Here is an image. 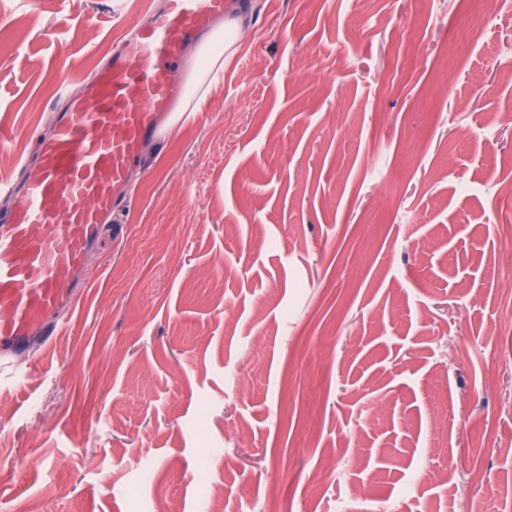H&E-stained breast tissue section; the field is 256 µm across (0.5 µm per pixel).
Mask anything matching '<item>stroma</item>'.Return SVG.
<instances>
[{
	"instance_id": "1",
	"label": "stroma",
	"mask_w": 512,
	"mask_h": 512,
	"mask_svg": "<svg viewBox=\"0 0 512 512\" xmlns=\"http://www.w3.org/2000/svg\"><path fill=\"white\" fill-rule=\"evenodd\" d=\"M164 2L0 0V185ZM247 13L0 382V512H512V0Z\"/></svg>"
}]
</instances>
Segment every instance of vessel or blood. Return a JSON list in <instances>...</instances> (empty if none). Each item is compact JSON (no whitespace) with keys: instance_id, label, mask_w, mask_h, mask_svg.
Returning <instances> with one entry per match:
<instances>
[{"instance_id":"1","label":"vessel or blood","mask_w":512,"mask_h":512,"mask_svg":"<svg viewBox=\"0 0 512 512\" xmlns=\"http://www.w3.org/2000/svg\"><path fill=\"white\" fill-rule=\"evenodd\" d=\"M233 7V0H166L147 24L129 25L108 62L55 113L37 168L6 187L1 373L60 331L105 218L126 199L144 145L160 140L168 123L187 50Z\"/></svg>"}]
</instances>
